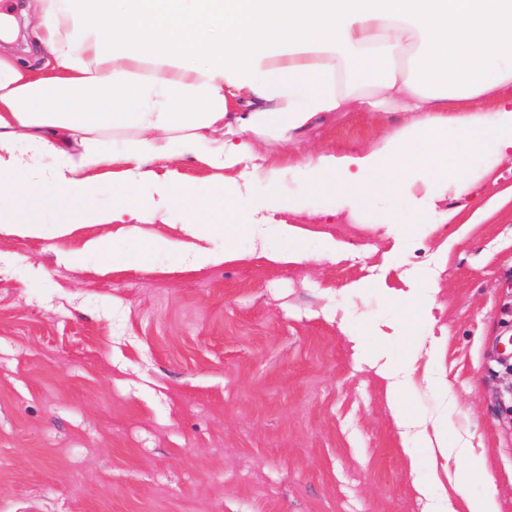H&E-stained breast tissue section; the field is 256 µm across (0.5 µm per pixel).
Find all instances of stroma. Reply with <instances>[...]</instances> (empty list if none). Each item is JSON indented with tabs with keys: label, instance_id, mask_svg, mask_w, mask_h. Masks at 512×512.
Segmentation results:
<instances>
[{
	"label": "stroma",
	"instance_id": "35a3bbf8",
	"mask_svg": "<svg viewBox=\"0 0 512 512\" xmlns=\"http://www.w3.org/2000/svg\"><path fill=\"white\" fill-rule=\"evenodd\" d=\"M408 112L335 113L306 150L371 147ZM305 195L282 213L300 235L252 257L182 269L158 242L180 240L188 212L141 225L110 261L76 267L104 228L14 238L0 267V512H428L416 481L441 480L457 512L490 495L512 512V161L479 197L449 200L453 223L417 225L405 202L379 226ZM347 244L318 260L323 238ZM407 296L393 300V292ZM409 374L404 405L440 409L425 376L455 400L449 443L468 440L487 478L459 487L456 459L405 453L373 358Z\"/></svg>",
	"mask_w": 512,
	"mask_h": 512
}]
</instances>
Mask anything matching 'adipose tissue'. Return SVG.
Segmentation results:
<instances>
[{
  "label": "adipose tissue",
  "mask_w": 512,
  "mask_h": 512,
  "mask_svg": "<svg viewBox=\"0 0 512 512\" xmlns=\"http://www.w3.org/2000/svg\"><path fill=\"white\" fill-rule=\"evenodd\" d=\"M27 25L48 47L50 63L32 69L5 47L17 21L0 15V240L38 237L44 212L59 217L58 236L79 230L101 171L111 170L115 200L96 222L105 234L78 254L119 248L138 225L170 209L195 213L184 240L171 242L188 270L239 259L231 243L259 240L276 264L304 259L275 250L272 239L298 230L267 217L296 208L284 179L305 192L339 199L350 215L392 224L384 204L403 197L424 224H448V198L479 193L471 162L512 157V0H31ZM495 100L492 109L482 108ZM414 113L359 151H300L305 131L336 112ZM288 147L284 161L260 145ZM191 159L218 174L199 215L198 189L169 167ZM261 180L265 198L251 200ZM82 183L86 197L69 188ZM148 195H141L142 186ZM226 247L215 251L212 232ZM387 399L403 446L420 440L442 458H472L466 442L449 445L429 421L404 410L402 381L390 368Z\"/></svg>",
  "instance_id": "adipose-tissue-1"
}]
</instances>
